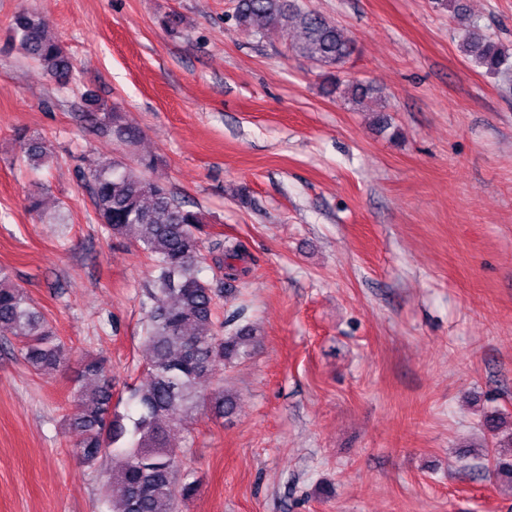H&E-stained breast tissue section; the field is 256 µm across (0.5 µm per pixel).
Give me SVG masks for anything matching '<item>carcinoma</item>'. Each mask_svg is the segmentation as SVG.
<instances>
[{"instance_id": "1", "label": "carcinoma", "mask_w": 512, "mask_h": 512, "mask_svg": "<svg viewBox=\"0 0 512 512\" xmlns=\"http://www.w3.org/2000/svg\"><path fill=\"white\" fill-rule=\"evenodd\" d=\"M230 18L255 37L270 32L296 36L291 51L326 68L328 84L348 102L357 104L374 91L366 82L340 78L353 39L302 0H234ZM12 30L20 48L47 74L62 85L70 81L73 65L64 45L35 13L17 12ZM460 48L489 74L508 64V51L474 25L465 29ZM83 108L112 140L128 148L139 142V132L125 121L119 106L90 94ZM26 158L40 170L54 155L37 137L29 140ZM157 163L154 155L132 153L108 162L95 160L83 172L102 231L116 239L132 237L151 266L140 297L148 381L129 396L136 416L128 419L112 410V369L103 359H85L70 390L69 420L79 433L75 447L81 463L97 470L109 454L123 457L117 473H104L102 488L112 491V512H180V504L194 497L197 484L189 480L185 449L171 446L170 432L185 427L203 407L216 418L234 414L236 397L217 371L249 358L257 346L244 308L217 322L220 300L233 296L232 283L250 271L245 247L231 238L211 241L209 252L216 254L221 277L216 285L200 278L206 260L199 236L203 214L152 177ZM0 333L13 336L18 352L38 374L57 370L70 358L72 348L54 335L46 316L2 268ZM205 377L214 378L206 393L200 388ZM506 424L496 410L484 416L483 426L494 438L485 453L492 475L512 479V455L502 453L512 448V428Z\"/></svg>"}]
</instances>
